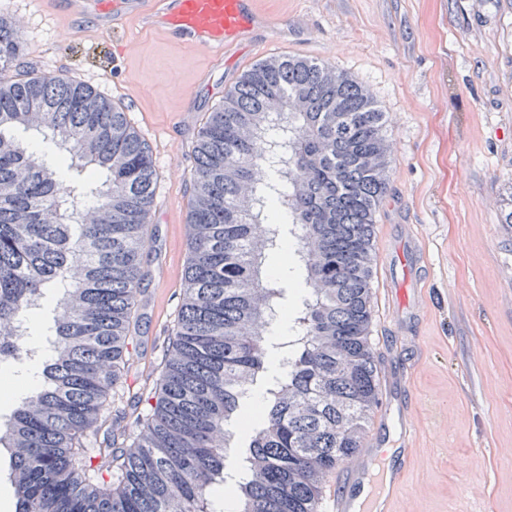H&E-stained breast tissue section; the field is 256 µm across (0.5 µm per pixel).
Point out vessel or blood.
<instances>
[{
	"label": "vessel or blood",
	"mask_w": 512,
	"mask_h": 512,
	"mask_svg": "<svg viewBox=\"0 0 512 512\" xmlns=\"http://www.w3.org/2000/svg\"><path fill=\"white\" fill-rule=\"evenodd\" d=\"M259 0H61L63 12L79 11L100 20L101 34H109L125 21L137 30L159 31L189 46L220 65L230 47L275 21L258 7ZM423 252L418 234H410L397 259L411 270ZM383 400L377 408L362 448L339 465L332 488L322 494L318 512H394L407 474L408 441L414 434L413 414L407 397L397 391L392 376H379ZM399 437L391 446L389 434Z\"/></svg>",
	"instance_id": "1"
}]
</instances>
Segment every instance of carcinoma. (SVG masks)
<instances>
[{
	"label": "carcinoma",
	"mask_w": 512,
	"mask_h": 512,
	"mask_svg": "<svg viewBox=\"0 0 512 512\" xmlns=\"http://www.w3.org/2000/svg\"><path fill=\"white\" fill-rule=\"evenodd\" d=\"M19 52L0 17V371L38 374L0 428L16 512H219L238 432L234 512H316L379 404L368 329L383 113L333 67L290 57L254 65L209 112L172 336L128 423L111 397L147 277L152 153L94 88L13 74ZM20 127L53 141L58 163ZM285 243L304 282L294 296L268 272ZM277 312L299 337L286 361ZM44 314L36 363L26 337Z\"/></svg>",
	"instance_id": "1"
}]
</instances>
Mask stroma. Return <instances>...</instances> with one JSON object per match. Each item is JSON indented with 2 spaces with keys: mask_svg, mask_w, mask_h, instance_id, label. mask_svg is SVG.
I'll return each mask as SVG.
<instances>
[{
  "mask_svg": "<svg viewBox=\"0 0 512 512\" xmlns=\"http://www.w3.org/2000/svg\"><path fill=\"white\" fill-rule=\"evenodd\" d=\"M283 25L269 52L228 51L212 70L196 50L154 32L126 54L96 25L74 28L45 0H0L24 19L16 70L55 71L120 97L156 146L149 276L133 329L127 395H149L181 301L191 152L208 112L266 56L322 62L364 87L385 114L387 192L376 251L409 231L424 242L423 318L393 334L397 302L370 326L375 358L408 372L418 401L398 512H512V0H260Z\"/></svg>",
  "mask_w": 512,
  "mask_h": 512,
  "instance_id": "stroma-1",
  "label": "stroma"
}]
</instances>
